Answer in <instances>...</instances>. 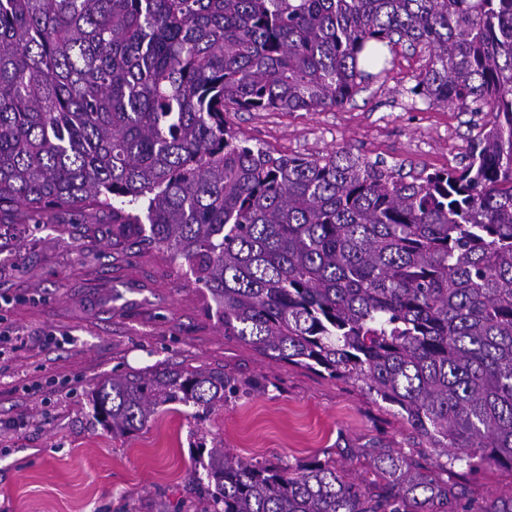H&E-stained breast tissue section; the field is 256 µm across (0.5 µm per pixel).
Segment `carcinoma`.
I'll return each instance as SVG.
<instances>
[{
	"label": "carcinoma",
	"instance_id": "obj_1",
	"mask_svg": "<svg viewBox=\"0 0 512 512\" xmlns=\"http://www.w3.org/2000/svg\"><path fill=\"white\" fill-rule=\"evenodd\" d=\"M401 42L428 50L413 95L489 115L459 169L276 157L227 120L340 107ZM65 211L184 261L224 335L360 387L450 465L512 473V0H0V213ZM230 389L155 367L93 402L129 434ZM364 454L376 494L329 459L200 446L190 494L200 512H512Z\"/></svg>",
	"mask_w": 512,
	"mask_h": 512
}]
</instances>
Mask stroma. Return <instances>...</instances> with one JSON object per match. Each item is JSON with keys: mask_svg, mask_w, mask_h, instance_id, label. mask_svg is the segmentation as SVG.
<instances>
[{"mask_svg": "<svg viewBox=\"0 0 512 512\" xmlns=\"http://www.w3.org/2000/svg\"><path fill=\"white\" fill-rule=\"evenodd\" d=\"M384 73L344 106L317 111L233 112L251 145L276 155L346 150L415 175L462 165L486 120L431 106L411 92L427 51L387 53ZM20 332L0 371V512H181L203 475L199 443L266 464L336 460L373 485L370 459L345 448L414 452L435 462L403 420L352 384L275 362L225 335L216 306L166 252L112 241L105 216L72 212L58 224L0 220V332ZM165 363L221 369L257 390L224 404L159 408L139 431L115 435L95 417L92 393L115 373ZM452 481L477 502L512 498V474Z\"/></svg>", "mask_w": 512, "mask_h": 512, "instance_id": "stroma-1", "label": "stroma"}]
</instances>
